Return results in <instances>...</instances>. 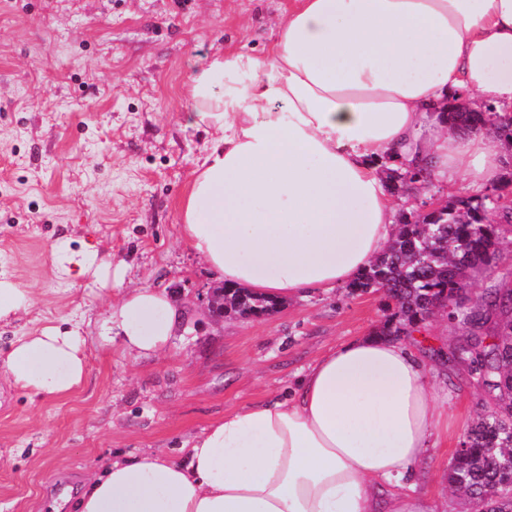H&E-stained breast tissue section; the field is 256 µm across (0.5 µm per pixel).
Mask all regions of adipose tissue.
<instances>
[{"label": "adipose tissue", "instance_id": "ef3b65f1", "mask_svg": "<svg viewBox=\"0 0 512 512\" xmlns=\"http://www.w3.org/2000/svg\"><path fill=\"white\" fill-rule=\"evenodd\" d=\"M213 131L181 203L184 235L226 287L276 299L348 284L385 248L397 206L379 161L473 191L503 181L499 142L451 133L461 100L512 107V0H293L265 54L189 79ZM181 318L144 285L105 332L160 352ZM77 331L23 336L0 377L34 396L80 386ZM448 428L409 342L370 334L319 357L285 394L185 440L187 464L142 456L90 475L76 512H440L419 467Z\"/></svg>", "mask_w": 512, "mask_h": 512}]
</instances>
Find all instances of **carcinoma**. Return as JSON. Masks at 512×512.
I'll list each match as a JSON object with an SVG mask.
<instances>
[{
	"label": "carcinoma",
	"instance_id": "carcinoma-1",
	"mask_svg": "<svg viewBox=\"0 0 512 512\" xmlns=\"http://www.w3.org/2000/svg\"><path fill=\"white\" fill-rule=\"evenodd\" d=\"M448 121L454 133L489 127L512 140V119L500 112H450ZM493 213L490 194L410 213L349 288L385 291L394 313L379 330L383 336L411 335L447 302L453 305L448 318L484 330L450 350L483 389L488 410L465 434V452L449 462L447 481L452 492H465L475 512H512V486L504 484L503 472V464L512 462V284L479 296L471 284V273L499 256L503 228ZM224 298L245 315L274 306L240 288Z\"/></svg>",
	"mask_w": 512,
	"mask_h": 512
}]
</instances>
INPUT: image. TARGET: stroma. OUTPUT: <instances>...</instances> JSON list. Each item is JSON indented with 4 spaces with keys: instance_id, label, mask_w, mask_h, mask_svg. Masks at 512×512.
Listing matches in <instances>:
<instances>
[{
    "instance_id": "1",
    "label": "stroma",
    "mask_w": 512,
    "mask_h": 512,
    "mask_svg": "<svg viewBox=\"0 0 512 512\" xmlns=\"http://www.w3.org/2000/svg\"><path fill=\"white\" fill-rule=\"evenodd\" d=\"M292 0H0V278L33 304L0 321V358L19 336L77 329L81 386L33 396L0 380V512L75 502L113 455L183 462L182 442L224 412L295 384L320 355L389 317L383 291L341 287L278 301L260 317L210 316L222 287L185 239L179 203L210 132L190 127V75L213 57L268 48ZM95 250L81 278L68 256ZM149 285L184 318L162 352L124 351L100 334L122 289ZM437 313L414 347L455 430L428 449L420 486L444 512L448 463L482 393L448 357L469 333Z\"/></svg>"
}]
</instances>
